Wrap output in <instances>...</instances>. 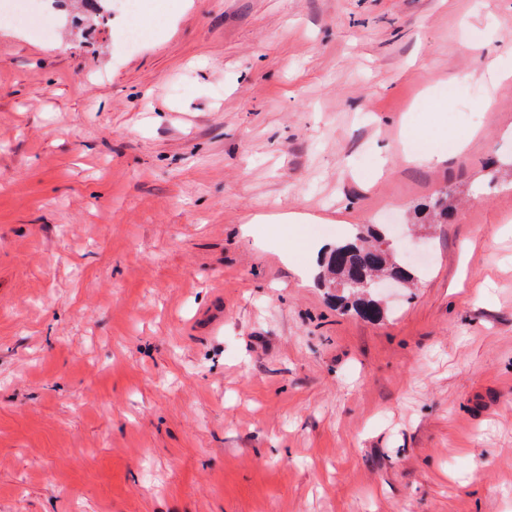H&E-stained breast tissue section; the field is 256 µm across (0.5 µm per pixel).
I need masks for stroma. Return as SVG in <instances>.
Masks as SVG:
<instances>
[{"label": "stroma", "instance_id": "stroma-1", "mask_svg": "<svg viewBox=\"0 0 512 512\" xmlns=\"http://www.w3.org/2000/svg\"><path fill=\"white\" fill-rule=\"evenodd\" d=\"M490 66L512 70V0H43L0 24V512H512ZM444 192L451 221L417 222ZM286 211L313 221L246 223ZM390 221L415 285L369 321L314 250Z\"/></svg>", "mask_w": 512, "mask_h": 512}]
</instances>
